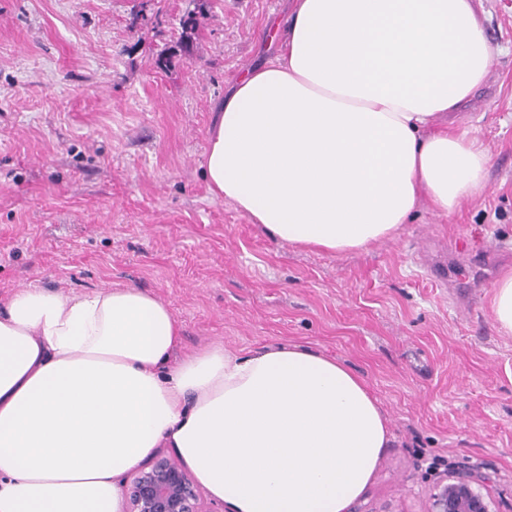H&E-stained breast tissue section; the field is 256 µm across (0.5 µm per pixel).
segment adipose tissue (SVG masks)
Returning a JSON list of instances; mask_svg holds the SVG:
<instances>
[{"mask_svg": "<svg viewBox=\"0 0 512 512\" xmlns=\"http://www.w3.org/2000/svg\"><path fill=\"white\" fill-rule=\"evenodd\" d=\"M494 51L472 0H292L281 54L217 111L212 194L275 240L343 255L420 201L456 213L489 154L454 127ZM138 288L16 289L0 315V512H122L123 478L172 449L228 512H349L391 441L347 364L308 346L178 355Z\"/></svg>", "mask_w": 512, "mask_h": 512, "instance_id": "obj_1", "label": "adipose tissue"}]
</instances>
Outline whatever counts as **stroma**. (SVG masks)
<instances>
[{"mask_svg": "<svg viewBox=\"0 0 512 512\" xmlns=\"http://www.w3.org/2000/svg\"><path fill=\"white\" fill-rule=\"evenodd\" d=\"M474 4L495 60L455 122L488 149L485 197L420 203L338 256L274 241L204 178L215 106L278 55L292 0H208L187 39V0H0V303L134 286L182 351L311 345L366 379L392 435L350 512H427L450 471L512 512V336L489 309L512 266V0Z\"/></svg>", "mask_w": 512, "mask_h": 512, "instance_id": "35a3bbf8", "label": "stroma"}]
</instances>
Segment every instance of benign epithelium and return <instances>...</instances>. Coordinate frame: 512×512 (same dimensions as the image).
Returning <instances> with one entry per match:
<instances>
[{
  "instance_id": "7a95c632",
  "label": "benign epithelium",
  "mask_w": 512,
  "mask_h": 512,
  "mask_svg": "<svg viewBox=\"0 0 512 512\" xmlns=\"http://www.w3.org/2000/svg\"><path fill=\"white\" fill-rule=\"evenodd\" d=\"M125 512H202L195 484L174 459L158 455L123 488ZM428 512H498L471 475L458 472L437 484Z\"/></svg>"
}]
</instances>
